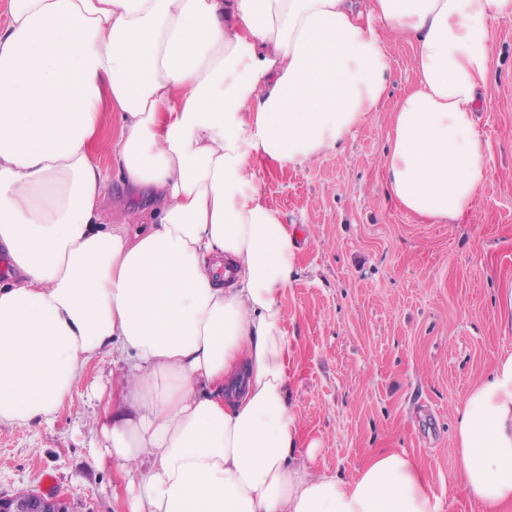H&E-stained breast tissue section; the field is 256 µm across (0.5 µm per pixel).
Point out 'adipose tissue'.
Returning <instances> with one entry per match:
<instances>
[{
    "mask_svg": "<svg viewBox=\"0 0 512 512\" xmlns=\"http://www.w3.org/2000/svg\"><path fill=\"white\" fill-rule=\"evenodd\" d=\"M512 0H10L0 27V426L49 422L94 361L111 406L95 460L128 512H443L413 458L358 476L296 455L282 299L294 238L255 178L341 147L387 92V44L415 85L393 109L383 187L451 224L486 174L477 92L488 21ZM118 119V177L155 193L135 229L103 217L90 158ZM466 491L512 506V353L456 426Z\"/></svg>",
    "mask_w": 512,
    "mask_h": 512,
    "instance_id": "adipose-tissue-1",
    "label": "adipose tissue"
}]
</instances>
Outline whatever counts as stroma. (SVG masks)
<instances>
[{"mask_svg": "<svg viewBox=\"0 0 512 512\" xmlns=\"http://www.w3.org/2000/svg\"><path fill=\"white\" fill-rule=\"evenodd\" d=\"M491 63L477 128L486 174L465 215L433 224L399 208L382 187L391 110L414 83L412 48H388L379 111L336 150L257 173L296 245L283 299L294 359L288 404L321 469L355 477L395 450L424 471L445 512H480L458 467L454 432L465 398L512 353V16L488 22ZM91 155L105 173L104 206L136 210L112 162L117 132L103 116ZM109 361L92 363L71 406L51 422L0 427V495L64 494L71 512H126L121 476L94 463L85 423L112 400Z\"/></svg>", "mask_w": 512, "mask_h": 512, "instance_id": "1", "label": "stroma"}]
</instances>
